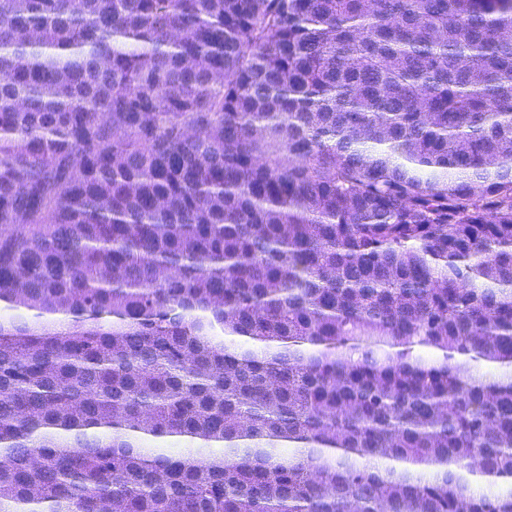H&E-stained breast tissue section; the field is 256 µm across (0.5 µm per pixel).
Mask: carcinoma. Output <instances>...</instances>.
I'll return each mask as SVG.
<instances>
[{
    "label": "carcinoma",
    "mask_w": 512,
    "mask_h": 512,
    "mask_svg": "<svg viewBox=\"0 0 512 512\" xmlns=\"http://www.w3.org/2000/svg\"><path fill=\"white\" fill-rule=\"evenodd\" d=\"M508 480L512 0H0V512Z\"/></svg>",
    "instance_id": "1"
}]
</instances>
